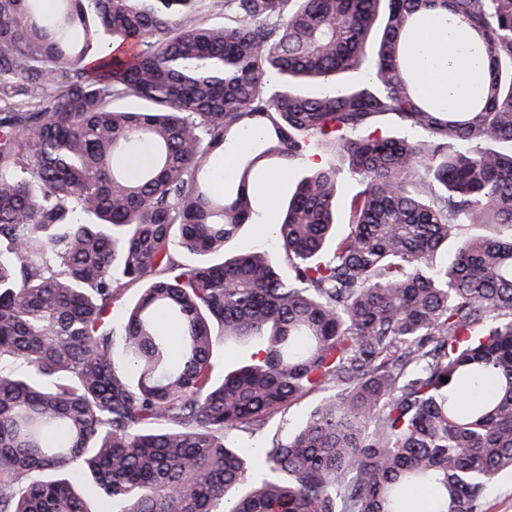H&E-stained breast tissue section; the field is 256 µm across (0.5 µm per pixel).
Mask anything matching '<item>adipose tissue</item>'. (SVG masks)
Segmentation results:
<instances>
[{"instance_id": "obj_1", "label": "adipose tissue", "mask_w": 512, "mask_h": 512, "mask_svg": "<svg viewBox=\"0 0 512 512\" xmlns=\"http://www.w3.org/2000/svg\"><path fill=\"white\" fill-rule=\"evenodd\" d=\"M409 52L429 96L458 109L469 105L485 69L461 24L424 20L410 38Z\"/></svg>"}]
</instances>
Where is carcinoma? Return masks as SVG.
I'll return each mask as SVG.
<instances>
[{
	"label": "carcinoma",
	"instance_id": "1",
	"mask_svg": "<svg viewBox=\"0 0 512 512\" xmlns=\"http://www.w3.org/2000/svg\"><path fill=\"white\" fill-rule=\"evenodd\" d=\"M439 13L487 61L466 111L404 52ZM301 160L277 249L224 257ZM1 246L0 512H483L512 472V0H0ZM331 393V388L308 393L284 409L269 415L264 424L262 433L254 438V442L259 444L264 438L273 435L285 436L299 429L305 422L311 409L319 403L326 395Z\"/></svg>",
	"mask_w": 512,
	"mask_h": 512
}]
</instances>
